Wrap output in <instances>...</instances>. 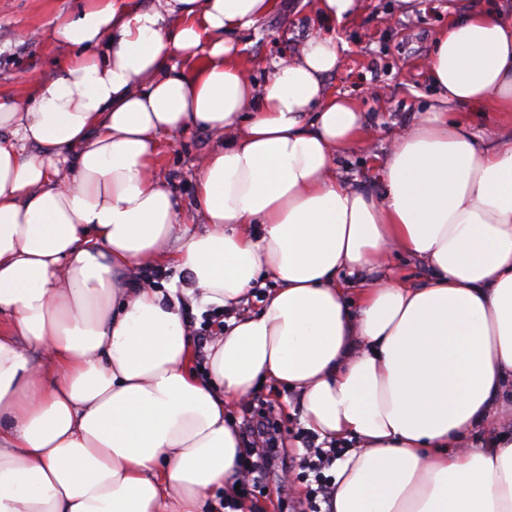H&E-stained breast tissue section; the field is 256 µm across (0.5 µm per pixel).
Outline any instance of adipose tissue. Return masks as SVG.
<instances>
[{
    "mask_svg": "<svg viewBox=\"0 0 512 512\" xmlns=\"http://www.w3.org/2000/svg\"><path fill=\"white\" fill-rule=\"evenodd\" d=\"M277 3L85 0L61 72L0 94V512H251L229 411L263 384L351 444L322 512H512V8L439 31L376 195L338 173L365 127L336 39L251 80L234 36ZM198 126L204 229L171 252L158 138ZM392 251L431 278L372 279ZM189 303L226 313L202 362Z\"/></svg>",
    "mask_w": 512,
    "mask_h": 512,
    "instance_id": "obj_1",
    "label": "adipose tissue"
}]
</instances>
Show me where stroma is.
<instances>
[{
    "label": "stroma",
    "mask_w": 512,
    "mask_h": 512,
    "mask_svg": "<svg viewBox=\"0 0 512 512\" xmlns=\"http://www.w3.org/2000/svg\"><path fill=\"white\" fill-rule=\"evenodd\" d=\"M83 0H0V93L23 94L14 79L25 73L29 81L54 74L63 61L49 38V23L74 14ZM316 0H278V7L257 29L237 34L242 59L251 78L266 83L274 62L297 54L313 34L336 36L344 50L329 75L328 89L355 99L365 120V139L341 153L338 167L344 180L359 190L378 189L374 156L387 149L395 134L412 122L429 103L434 90L425 61L437 33L447 26L448 0H357L355 13L330 21L315 9ZM157 171L174 192L178 207L191 212L199 157L212 144V135L194 127L160 137ZM272 409L273 419L288 450L276 460L248 499L256 512H299L310 489L297 477L280 487L282 469L297 472L295 454L311 433L300 419L297 396L287 387L262 386L234 406L236 418L247 412Z\"/></svg>",
    "instance_id": "stroma-1"
}]
</instances>
